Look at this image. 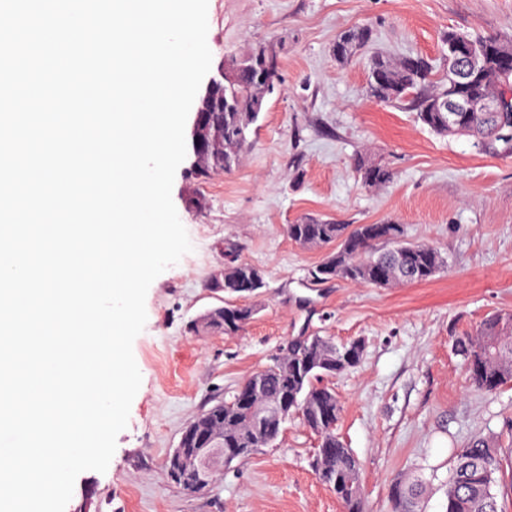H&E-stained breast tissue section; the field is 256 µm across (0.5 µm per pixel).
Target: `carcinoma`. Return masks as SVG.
Masks as SVG:
<instances>
[{
	"label": "carcinoma",
	"instance_id": "cac0c4a2",
	"mask_svg": "<svg viewBox=\"0 0 512 512\" xmlns=\"http://www.w3.org/2000/svg\"><path fill=\"white\" fill-rule=\"evenodd\" d=\"M370 40L366 29L349 31L336 41L335 52L346 59L353 48ZM474 52L484 66L473 84L458 87L444 78L433 80L434 66L422 56H408L397 64L383 59L372 61L368 74L370 93L383 102L399 104L417 112L418 120L432 131L447 135L448 96L469 91L493 95L507 83L512 87V46L493 37L470 39ZM236 82L226 88L232 106L215 113L219 136L212 152L195 179L206 182L213 174L229 172L238 164L240 154L250 145V127L263 109L256 108L259 91L256 71L264 70L266 80L279 89L281 77L277 58L264 44L256 45L248 56L235 63ZM466 132L476 136L488 150L512 153V126L500 125V117L489 113ZM363 182L382 187L392 173L381 165H358ZM288 237L305 247L336 245L328 256L340 277L352 283L379 288L425 283L444 267L445 261L432 246L410 242L403 226L394 222L380 224H334L309 219L288 225ZM265 287L262 271L242 263L237 271L224 275V307L230 309L231 324L218 326L226 335L241 331L255 314V308L238 303ZM506 315L494 313L476 329L455 339L456 351L464 357L475 387L493 393L512 382V326ZM360 361L351 342L336 343L317 337L303 348L277 357L273 365L261 369L224 401L207 409L210 430L224 434V453L237 459L247 458L258 449L273 445L283 425H261L257 418L266 405L289 400L291 410L301 411L302 423L318 437L313 467L319 481L328 487L344 512H364L358 483L359 463L336 436L341 413L336 392L323 384L356 366ZM500 471V452L491 442L478 439L458 450L456 464L448 474V512H502L497 501L496 474ZM422 490L419 481L395 485L388 497V512H416Z\"/></svg>",
	"mask_w": 512,
	"mask_h": 512
}]
</instances>
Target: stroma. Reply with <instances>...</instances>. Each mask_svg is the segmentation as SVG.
Segmentation results:
<instances>
[{"label":"stroma","mask_w":512,"mask_h":512,"mask_svg":"<svg viewBox=\"0 0 512 512\" xmlns=\"http://www.w3.org/2000/svg\"><path fill=\"white\" fill-rule=\"evenodd\" d=\"M208 22L212 68L263 43L279 61L280 90L232 172L201 184L189 162L178 167L179 218L209 234L192 238L191 252L150 285L128 425L107 471L77 477L66 512H342L314 473L317 437L295 417L272 447L234 461L205 491H183L167 476L184 426L303 335L364 345L360 362L327 383L342 405L336 432L359 462L365 512H386L392 486L416 475L426 481L421 512H445L456 452L478 438L501 452L498 503L512 512V384L478 391L453 348L489 314L512 313V155L437 134L371 97L367 84L376 55H424L446 73L451 30L512 43V0H209ZM360 27L370 43L337 59L339 34ZM361 161L387 167L392 181L365 186ZM190 197L197 209H187ZM305 217L395 221L445 266L429 282L396 288L315 280L324 249L286 232ZM232 258L265 273L257 314L233 336L194 329L223 305Z\"/></svg>","instance_id":"1"}]
</instances>
